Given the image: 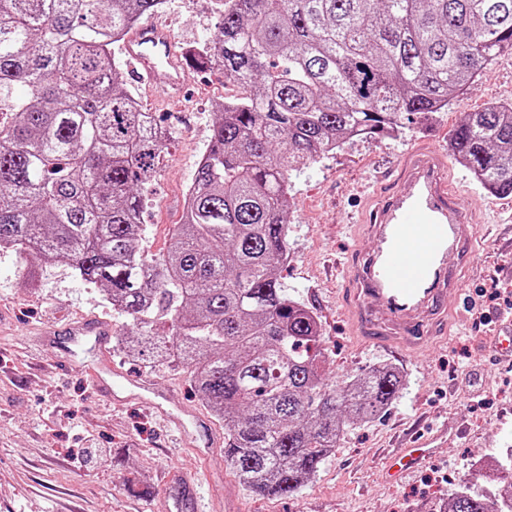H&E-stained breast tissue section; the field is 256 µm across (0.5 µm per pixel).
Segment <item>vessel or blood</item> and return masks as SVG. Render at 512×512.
<instances>
[{
  "label": "vessel or blood",
  "instance_id": "vessel-or-blood-1",
  "mask_svg": "<svg viewBox=\"0 0 512 512\" xmlns=\"http://www.w3.org/2000/svg\"><path fill=\"white\" fill-rule=\"evenodd\" d=\"M122 50L138 84L154 91H179L188 72L179 41L168 22L150 19L128 30ZM399 181L384 200L371 203L361 228L371 241L362 264L347 274L354 282L348 318L357 337L367 344L400 352L422 348L433 327L447 325L449 289L457 287V272L473 256L464 225L475 215L452 190L448 151L427 142L409 146L399 156ZM56 346L87 340L106 346L112 325L104 320L71 324L46 331ZM144 391L145 405L171 429L190 433L198 455L223 447L224 436L187 407L168 409L151 378L134 380ZM435 442L417 439L402 444L389 457L384 473L400 482L422 460L433 455ZM167 482L177 492L164 512H194L200 502V484L178 469L169 470Z\"/></svg>",
  "mask_w": 512,
  "mask_h": 512
}]
</instances>
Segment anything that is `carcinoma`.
Masks as SVG:
<instances>
[{
  "label": "carcinoma",
  "instance_id": "obj_1",
  "mask_svg": "<svg viewBox=\"0 0 512 512\" xmlns=\"http://www.w3.org/2000/svg\"><path fill=\"white\" fill-rule=\"evenodd\" d=\"M163 2L0 0V248L105 292L136 323L129 351L190 371L240 482L282 497L402 387L390 364L328 382L318 320L281 283L291 179L353 137L447 109L512 51V0H220L193 58L249 94L217 105L183 222L153 256L138 186L163 140L112 47ZM451 145L478 183L512 194V103L466 113ZM159 321L168 331L150 335ZM503 470L512 453L485 481ZM448 512H512V490L498 500L466 480Z\"/></svg>",
  "mask_w": 512,
  "mask_h": 512
}]
</instances>
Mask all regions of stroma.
Returning a JSON list of instances; mask_svg holds the SVG:
<instances>
[{"mask_svg": "<svg viewBox=\"0 0 512 512\" xmlns=\"http://www.w3.org/2000/svg\"><path fill=\"white\" fill-rule=\"evenodd\" d=\"M219 12L218 0H165L157 16L188 47L216 33ZM131 93L167 131L156 173L139 188L143 245L159 256L181 221L185 190L211 135L214 104L246 91L212 64L191 70L182 97L142 87ZM494 101L512 103V54L498 56L447 111L415 115L391 136L353 138L293 179L281 277L321 324L330 380L391 364L403 389L385 414L348 427L317 473L287 497L253 494L235 478L223 450L201 459L179 436L164 433L138 400L113 404L95 391L84 367L108 358L126 376H151L159 391L173 390L216 429L224 427L202 404L186 370L129 355L122 341L134 328L132 317L114 310L69 266H47L31 278L18 256L0 250V497L12 500L13 512H55L63 505L83 512H156L172 494L165 471L179 467L190 476L212 473L204 486L207 512H445L474 460L512 448V350L497 343L512 333V207L503 206L498 223L467 225V234L476 237L474 262L464 269L460 288L448 292L447 332L422 353L397 355L356 340L335 268L369 250L349 222L359 188H389L403 149L422 139L448 143L465 113ZM89 318L111 321L106 347L78 348L68 357L43 347L40 335L49 325ZM437 431L445 438L434 459L405 483L386 484V453L412 435Z\"/></svg>", "mask_w": 512, "mask_h": 512, "instance_id": "1", "label": "stroma"}]
</instances>
